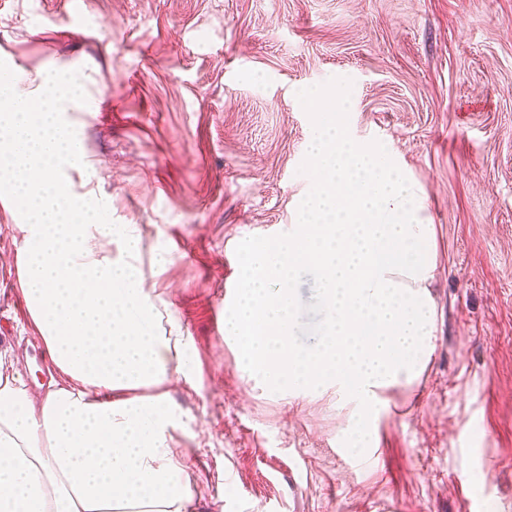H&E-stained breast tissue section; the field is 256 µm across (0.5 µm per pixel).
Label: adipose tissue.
<instances>
[{"mask_svg":"<svg viewBox=\"0 0 512 512\" xmlns=\"http://www.w3.org/2000/svg\"><path fill=\"white\" fill-rule=\"evenodd\" d=\"M43 82L34 101L0 81V195L22 218L20 291L62 379L33 397L0 353V512H194L168 392L188 344L160 331L134 226L72 191L83 153L57 104L75 90Z\"/></svg>","mask_w":512,"mask_h":512,"instance_id":"obj_1","label":"adipose tissue"}]
</instances>
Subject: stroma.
Instances as JSON below:
<instances>
[{
    "instance_id": "35a3bbf8",
    "label": "stroma",
    "mask_w": 512,
    "mask_h": 512,
    "mask_svg": "<svg viewBox=\"0 0 512 512\" xmlns=\"http://www.w3.org/2000/svg\"><path fill=\"white\" fill-rule=\"evenodd\" d=\"M80 5L92 36L69 0H0V59L22 94L44 95L49 71L79 88L72 186L137 225L160 329L190 345L169 393L200 512H512V0ZM333 77L353 82L351 137L380 141L420 188L440 268L435 352L388 392L363 468L336 395L250 388L224 340L236 246L296 223L311 186L296 93ZM17 222L0 198V349L37 397L52 364L18 284Z\"/></svg>"
}]
</instances>
